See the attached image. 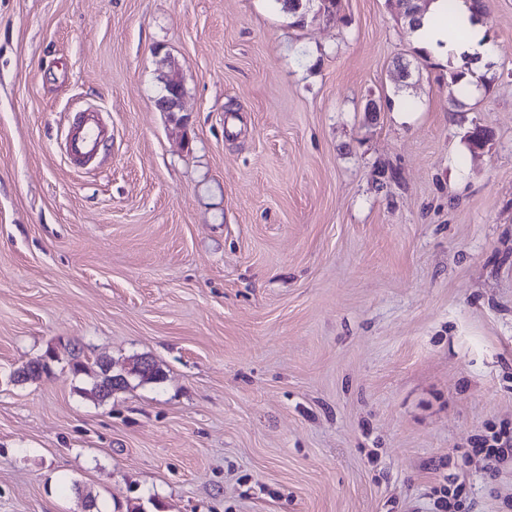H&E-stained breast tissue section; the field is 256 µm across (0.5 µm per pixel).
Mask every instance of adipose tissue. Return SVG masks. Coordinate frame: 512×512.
I'll use <instances>...</instances> for the list:
<instances>
[{
    "instance_id": "adipose-tissue-1",
    "label": "adipose tissue",
    "mask_w": 512,
    "mask_h": 512,
    "mask_svg": "<svg viewBox=\"0 0 512 512\" xmlns=\"http://www.w3.org/2000/svg\"><path fill=\"white\" fill-rule=\"evenodd\" d=\"M418 34L421 48L455 60L492 51L484 29L471 21L464 0H433Z\"/></svg>"
}]
</instances>
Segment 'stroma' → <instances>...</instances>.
Returning a JSON list of instances; mask_svg holds the SVG:
<instances>
[{"instance_id": "35a3bbf8", "label": "stroma", "mask_w": 512, "mask_h": 512, "mask_svg": "<svg viewBox=\"0 0 512 512\" xmlns=\"http://www.w3.org/2000/svg\"><path fill=\"white\" fill-rule=\"evenodd\" d=\"M306 14L0 0V512H512V0L470 97L393 0ZM169 94L157 101L158 107L164 112H178L182 109L183 88L176 69L170 71L165 78ZM101 132L95 116L85 115L83 120L72 126L67 133L69 156L78 161L92 158L97 151ZM96 364L99 368V373L92 388L86 392L87 394L102 401L111 397L112 392L124 389L127 386V380L122 383H118L117 385L112 384V374H108L111 366L107 361L100 360ZM503 435L492 436V444H487L488 441L482 442L478 448H474L473 452L476 454H483L490 462L500 463L512 459V445L511 438H505Z\"/></svg>"}]
</instances>
